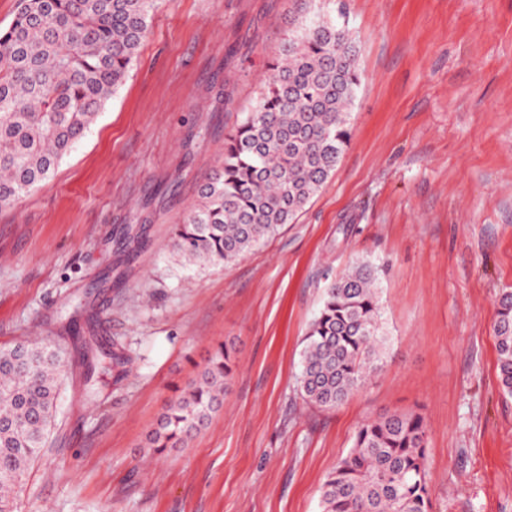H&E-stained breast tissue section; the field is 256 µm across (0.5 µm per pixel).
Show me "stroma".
<instances>
[{
	"label": "stroma",
	"mask_w": 512,
	"mask_h": 512,
	"mask_svg": "<svg viewBox=\"0 0 512 512\" xmlns=\"http://www.w3.org/2000/svg\"><path fill=\"white\" fill-rule=\"evenodd\" d=\"M358 47L350 143L297 219L224 266L172 229L258 102L303 0H161L125 83L55 172L0 209V346L54 337L68 373L19 512H321L358 427L427 420L433 512H512V395L493 327L512 289V0H319ZM379 268L385 344L343 404L296 380L330 283ZM123 359L87 383L72 334ZM224 405L189 447L146 434L215 347Z\"/></svg>",
	"instance_id": "35a3bbf8"
}]
</instances>
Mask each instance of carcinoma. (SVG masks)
<instances>
[{
    "label": "carcinoma",
    "mask_w": 512,
    "mask_h": 512,
    "mask_svg": "<svg viewBox=\"0 0 512 512\" xmlns=\"http://www.w3.org/2000/svg\"><path fill=\"white\" fill-rule=\"evenodd\" d=\"M159 0H20L0 32V209L49 178L123 85ZM357 48L344 13L309 7L267 64L254 109L224 135V158L176 225L193 263L237 261L291 223L323 187L350 142ZM378 267L358 260L325 290L305 336L298 382L305 399L334 408L376 369L384 344ZM502 390L512 395V291L494 324ZM87 379L105 360L83 346ZM219 345L198 378L147 435L161 454L185 448L222 405L235 371ZM66 351L51 338L0 347V512H18L23 481L57 420ZM428 426L418 413L362 424L322 484V512H431Z\"/></svg>",
    "instance_id": "obj_1"
}]
</instances>
